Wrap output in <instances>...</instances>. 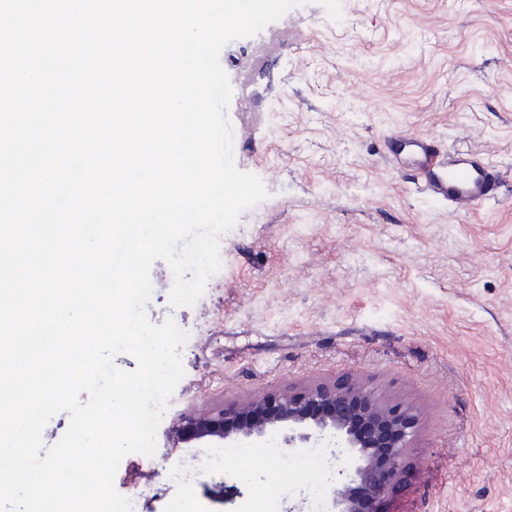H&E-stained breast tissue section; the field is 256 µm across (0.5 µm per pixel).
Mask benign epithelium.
I'll list each match as a JSON object with an SVG mask.
<instances>
[{
	"label": "benign epithelium",
	"instance_id": "7a95c632",
	"mask_svg": "<svg viewBox=\"0 0 512 512\" xmlns=\"http://www.w3.org/2000/svg\"><path fill=\"white\" fill-rule=\"evenodd\" d=\"M418 416L406 406H387L357 380L312 385L299 394H262L226 409L222 406L182 414L170 430L178 443L204 438L238 443L282 431L287 448H301L326 438L352 451L351 461L336 468L328 512H375L376 502L392 489L404 451L415 436ZM387 466L378 472L375 455Z\"/></svg>",
	"mask_w": 512,
	"mask_h": 512
}]
</instances>
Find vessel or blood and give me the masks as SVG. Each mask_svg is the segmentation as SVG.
Here are the masks:
<instances>
[{"mask_svg": "<svg viewBox=\"0 0 512 512\" xmlns=\"http://www.w3.org/2000/svg\"><path fill=\"white\" fill-rule=\"evenodd\" d=\"M410 160L426 169L421 184L425 193L454 207H477L498 197L500 175L486 158L474 153L450 151L437 154L430 140H411Z\"/></svg>", "mask_w": 512, "mask_h": 512, "instance_id": "obj_1", "label": "vessel or blood"}]
</instances>
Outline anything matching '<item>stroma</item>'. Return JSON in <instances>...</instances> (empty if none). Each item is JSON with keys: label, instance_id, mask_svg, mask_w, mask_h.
Instances as JSON below:
<instances>
[{"label": "stroma", "instance_id": "35a3bbf8", "mask_svg": "<svg viewBox=\"0 0 512 512\" xmlns=\"http://www.w3.org/2000/svg\"><path fill=\"white\" fill-rule=\"evenodd\" d=\"M233 160L266 198L221 235L224 268L152 323L189 335L156 451L120 461L141 512H307L313 471L257 453L214 469L174 442L183 412L344 377L419 417L382 512H512V0H309L220 54ZM431 139L485 153L497 201L451 208L389 151ZM193 459L197 479L172 472Z\"/></svg>", "mask_w": 512, "mask_h": 512}]
</instances>
